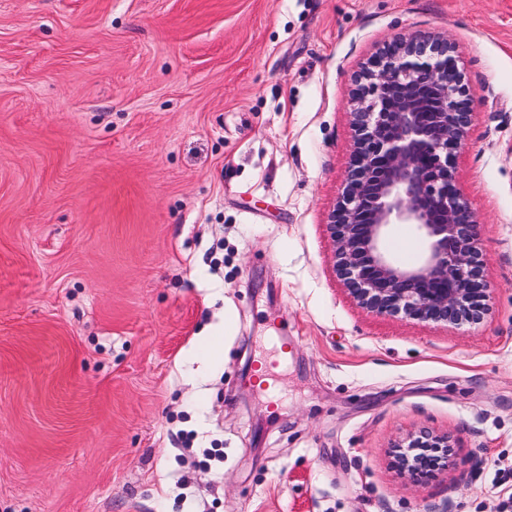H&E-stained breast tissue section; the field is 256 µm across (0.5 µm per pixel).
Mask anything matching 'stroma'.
Wrapping results in <instances>:
<instances>
[{"instance_id":"stroma-1","label":"stroma","mask_w":512,"mask_h":512,"mask_svg":"<svg viewBox=\"0 0 512 512\" xmlns=\"http://www.w3.org/2000/svg\"><path fill=\"white\" fill-rule=\"evenodd\" d=\"M411 31L449 33L478 96L473 325L369 312L333 273L352 77ZM420 430L455 450L413 485L389 452ZM510 498L512 0H0V512Z\"/></svg>"}]
</instances>
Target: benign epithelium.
Wrapping results in <instances>:
<instances>
[{"instance_id":"7a95c632","label":"benign epithelium","mask_w":512,"mask_h":512,"mask_svg":"<svg viewBox=\"0 0 512 512\" xmlns=\"http://www.w3.org/2000/svg\"><path fill=\"white\" fill-rule=\"evenodd\" d=\"M474 99L457 47L441 32L392 35L354 76L353 150L327 229L333 272L360 307L451 325L477 323L488 311L479 220L455 170ZM393 224L412 225L424 240L416 263L387 250ZM450 447L446 434L414 432L392 445L393 465L417 484L448 465L426 473L407 451Z\"/></svg>"}]
</instances>
